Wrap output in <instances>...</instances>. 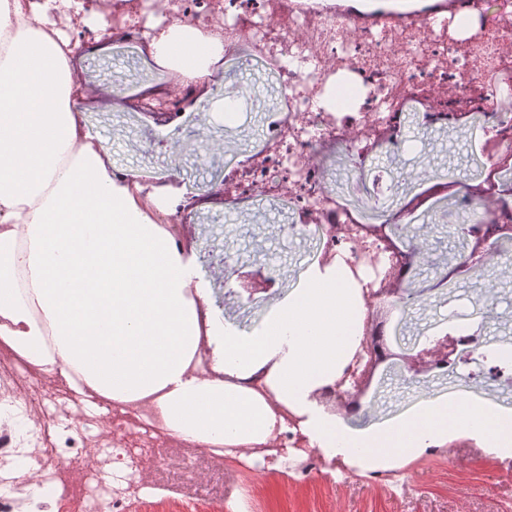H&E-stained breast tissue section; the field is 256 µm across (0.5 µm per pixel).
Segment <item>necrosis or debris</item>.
Returning a JSON list of instances; mask_svg holds the SVG:
<instances>
[{
  "instance_id": "4bbe7bcc",
  "label": "necrosis or debris",
  "mask_w": 512,
  "mask_h": 512,
  "mask_svg": "<svg viewBox=\"0 0 512 512\" xmlns=\"http://www.w3.org/2000/svg\"><path fill=\"white\" fill-rule=\"evenodd\" d=\"M357 0H224V24L214 27L224 39V56L236 57L248 44L256 56L279 73L284 87L279 109L265 116V134L252 153L224 170V202L251 201L256 193L287 202L294 214L288 231L317 237L320 248L354 260L356 242L333 236V224L367 223L368 211L384 209L389 191L380 177L362 170L355 185L364 206L352 205L331 189L315 157L322 142L347 146L358 156L388 154L405 148L403 118L416 110L421 123L478 126L484 139L512 149V114L499 111L478 87V71L512 70V0H423L398 15L385 8L366 12ZM469 21L465 43L449 29L430 26L442 12ZM344 82L358 88L348 112H333L322 101L330 87ZM454 198L460 235L485 224L512 226V172L502 170L487 199L462 191L449 196L436 179L419 183L407 196L408 218ZM473 367L500 386L512 385V357L489 350L484 336L464 326L453 337L441 375H457ZM30 363L8 378L0 377V512H89L106 504L108 512H132L141 498L134 473L154 451V436L163 430L147 402L119 405L112 411V433L126 439L123 448H90L86 434L103 420L101 413L74 412V395L61 391L38 409L23 397ZM285 445L300 456L292 470L300 480L336 467L321 453L307 449L296 424L284 432ZM29 471L38 500L16 492L22 471Z\"/></svg>"
}]
</instances>
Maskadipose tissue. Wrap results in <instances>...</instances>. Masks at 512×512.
<instances>
[{
    "instance_id": "ef3b65f1",
    "label": "adipose tissue",
    "mask_w": 512,
    "mask_h": 512,
    "mask_svg": "<svg viewBox=\"0 0 512 512\" xmlns=\"http://www.w3.org/2000/svg\"><path fill=\"white\" fill-rule=\"evenodd\" d=\"M70 43L46 6L0 0L1 343L65 378L80 365L95 394L149 400L169 436L248 462L288 412L310 448L363 471L458 435L512 451V408L473 396L432 393L363 429L318 403L363 339L364 302L341 265L309 266L256 332L217 325L193 256L161 222L182 195H145L104 161L75 103ZM152 47L160 69L196 83L224 55L220 39L181 25ZM202 349L210 366L198 370Z\"/></svg>"
}]
</instances>
